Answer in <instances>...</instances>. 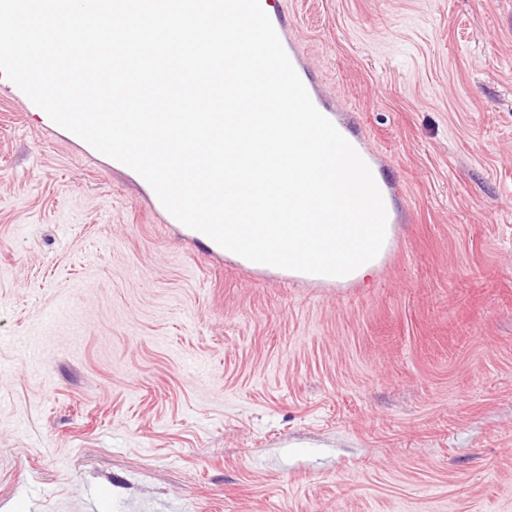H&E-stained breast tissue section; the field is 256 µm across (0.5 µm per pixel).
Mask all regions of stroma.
I'll use <instances>...</instances> for the list:
<instances>
[{
    "mask_svg": "<svg viewBox=\"0 0 512 512\" xmlns=\"http://www.w3.org/2000/svg\"><path fill=\"white\" fill-rule=\"evenodd\" d=\"M400 184L374 278L242 266L0 76V512H512V0H284Z\"/></svg>",
    "mask_w": 512,
    "mask_h": 512,
    "instance_id": "stroma-1",
    "label": "stroma"
}]
</instances>
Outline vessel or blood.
I'll use <instances>...</instances> for the list:
<instances>
[{
  "instance_id": "obj_1",
  "label": "vessel or blood",
  "mask_w": 512,
  "mask_h": 512,
  "mask_svg": "<svg viewBox=\"0 0 512 512\" xmlns=\"http://www.w3.org/2000/svg\"><path fill=\"white\" fill-rule=\"evenodd\" d=\"M261 6L270 17L280 41L288 54L295 70L305 85L317 109L331 121H338L340 104L334 98L327 96L314 80L305 65L298 49V38L293 29V23L283 10L279 0H260Z\"/></svg>"
}]
</instances>
